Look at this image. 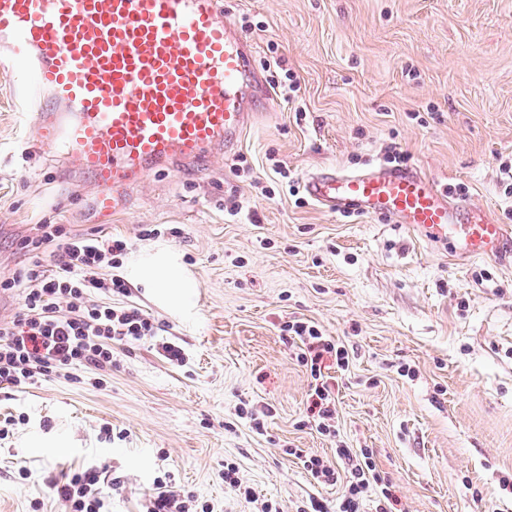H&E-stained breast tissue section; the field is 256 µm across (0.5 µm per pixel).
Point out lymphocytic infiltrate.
<instances>
[{
	"label": "lymphocytic infiltrate",
	"instance_id": "lymphocytic-infiltrate-1",
	"mask_svg": "<svg viewBox=\"0 0 512 512\" xmlns=\"http://www.w3.org/2000/svg\"><path fill=\"white\" fill-rule=\"evenodd\" d=\"M41 243L55 244L52 269L40 263L0 281V288L20 289V312L0 320V383L24 388L54 378H72L92 367L106 371L112 367V347L159 338V353L170 364L186 360L183 347L162 340L163 325L133 304L113 305V298L130 293L128 281L119 275L129 251L121 236L95 234L64 235L61 225L49 224ZM284 332L300 342L298 362L309 368L318 381L309 412L317 430L335 435L336 408L328 382L322 381L325 359L337 366L348 365V353L323 335L314 325L301 320L287 322ZM338 459L347 460V471H339L335 461L303 456L302 462L320 484H343L337 510L317 499L297 506L296 512H363L367 495L381 503L379 512H389L386 503L393 494L389 483L377 472L369 449L337 448ZM66 512H107L108 497L101 487V474L88 467L69 474L58 489ZM193 496L172 483L157 479L144 501L143 512H194Z\"/></svg>",
	"mask_w": 512,
	"mask_h": 512
}]
</instances>
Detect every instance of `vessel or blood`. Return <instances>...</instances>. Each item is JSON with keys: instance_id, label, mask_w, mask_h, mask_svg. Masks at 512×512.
Segmentation results:
<instances>
[{"instance_id": "obj_1", "label": "vessel or blood", "mask_w": 512, "mask_h": 512, "mask_svg": "<svg viewBox=\"0 0 512 512\" xmlns=\"http://www.w3.org/2000/svg\"><path fill=\"white\" fill-rule=\"evenodd\" d=\"M0 68L21 74L36 145L66 155L104 215L147 176L209 167L275 110L223 0H0ZM303 189L329 211L448 243L460 259L512 248V226L413 166L322 169Z\"/></svg>"}]
</instances>
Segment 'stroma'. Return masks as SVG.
<instances>
[{
	"instance_id": "stroma-1",
	"label": "stroma",
	"mask_w": 512,
	"mask_h": 512,
	"mask_svg": "<svg viewBox=\"0 0 512 512\" xmlns=\"http://www.w3.org/2000/svg\"><path fill=\"white\" fill-rule=\"evenodd\" d=\"M257 50L296 83L276 117L199 172L150 178L103 218L59 155L38 148L0 73V279L30 260L46 224L132 240L129 303L164 323L187 362L152 340L89 369L21 389L0 384V512H64L56 485L95 466L119 479L109 512H139L171 478L210 512H283L342 486L317 484L292 449L336 460L367 448L397 512H512V257L457 262L396 224L346 217L302 192L307 174L408 165L512 225L500 164L512 159V0H224ZM281 161L287 177L277 175ZM145 224L181 231L139 240ZM186 285L183 304L146 281ZM317 325L349 353L327 365L336 434L309 423L313 380L282 326ZM247 407L253 418L240 417ZM235 463L248 502L224 483Z\"/></svg>"
}]
</instances>
